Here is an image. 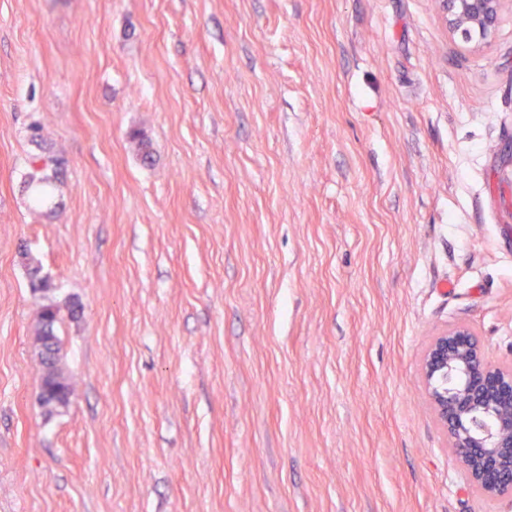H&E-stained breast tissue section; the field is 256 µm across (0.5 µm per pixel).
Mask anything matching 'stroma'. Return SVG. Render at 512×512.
Segmentation results:
<instances>
[{
	"mask_svg": "<svg viewBox=\"0 0 512 512\" xmlns=\"http://www.w3.org/2000/svg\"><path fill=\"white\" fill-rule=\"evenodd\" d=\"M458 324L512 362V0H0V512H512L427 403ZM448 11V24L452 31L466 38L472 30L481 34L491 32L499 23L504 0H442ZM60 314H61L60 307H58L57 305H54V304L45 305L40 310L39 322H38L39 326L36 330V335L37 336H45L46 340L50 339L51 343L50 344L47 343L46 348H48L49 346H55L57 348V350L62 348L61 340L55 334V330H54L55 324L60 319V316H61ZM47 315L52 316L50 322L45 321V317ZM40 365L42 367V382L41 385L49 388V396L46 398L47 409H53L58 407L54 403L57 402V398L54 395L58 389L66 392L67 400L63 404L66 407L69 404L70 398L73 394V385L71 378L65 368L62 365L61 359H50L46 354L39 351Z\"/></svg>",
	"mask_w": 512,
	"mask_h": 512,
	"instance_id": "obj_1",
	"label": "stroma"
}]
</instances>
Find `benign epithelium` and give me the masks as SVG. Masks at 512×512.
Wrapping results in <instances>:
<instances>
[{
	"label": "benign epithelium",
	"instance_id": "7a95c632",
	"mask_svg": "<svg viewBox=\"0 0 512 512\" xmlns=\"http://www.w3.org/2000/svg\"><path fill=\"white\" fill-rule=\"evenodd\" d=\"M452 31L487 34L504 0H443ZM429 405L470 484L512 496V363L495 364L463 324L432 337L421 360Z\"/></svg>",
	"mask_w": 512,
	"mask_h": 512
}]
</instances>
